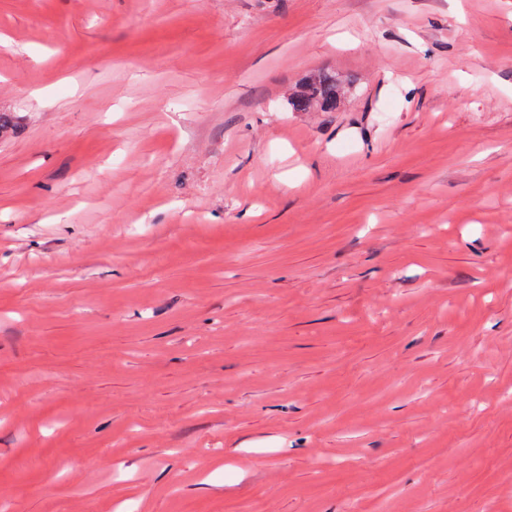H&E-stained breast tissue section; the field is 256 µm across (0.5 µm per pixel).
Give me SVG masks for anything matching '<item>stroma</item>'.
<instances>
[{"label":"stroma","instance_id":"stroma-1","mask_svg":"<svg viewBox=\"0 0 512 512\" xmlns=\"http://www.w3.org/2000/svg\"><path fill=\"white\" fill-rule=\"evenodd\" d=\"M0 114V512H512V0H0ZM343 93L342 81L337 75L318 73L306 79L300 90L288 97V109L297 112L311 108L335 110Z\"/></svg>","mask_w":512,"mask_h":512}]
</instances>
